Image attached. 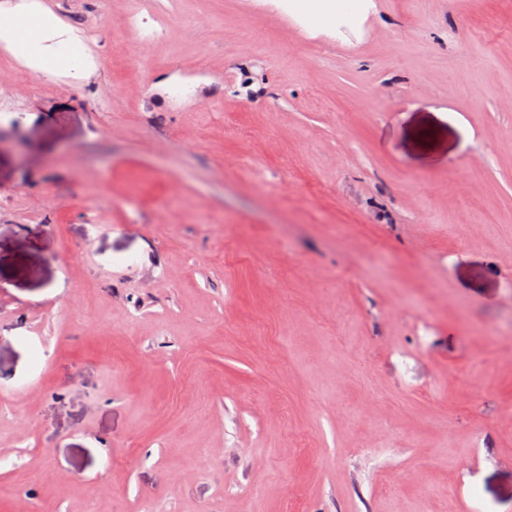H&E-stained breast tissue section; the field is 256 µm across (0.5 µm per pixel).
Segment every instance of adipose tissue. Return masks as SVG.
Masks as SVG:
<instances>
[{"instance_id":"adipose-tissue-1","label":"adipose tissue","mask_w":512,"mask_h":512,"mask_svg":"<svg viewBox=\"0 0 512 512\" xmlns=\"http://www.w3.org/2000/svg\"><path fill=\"white\" fill-rule=\"evenodd\" d=\"M289 7L314 28L328 32L345 22L357 23L374 4L373 0H289ZM0 42L26 67L47 78L82 81L93 66L81 41L40 5L13 7L0 0Z\"/></svg>"}]
</instances>
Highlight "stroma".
<instances>
[{
    "label": "stroma",
    "instance_id": "obj_1",
    "mask_svg": "<svg viewBox=\"0 0 512 512\" xmlns=\"http://www.w3.org/2000/svg\"><path fill=\"white\" fill-rule=\"evenodd\" d=\"M0 45V512H512V0H42ZM289 9L311 21L314 28L332 31L344 21L356 24L375 7L372 0H290ZM0 41L26 67L47 78L83 81L93 66L87 48L41 5L0 3Z\"/></svg>",
    "mask_w": 512,
    "mask_h": 512
}]
</instances>
